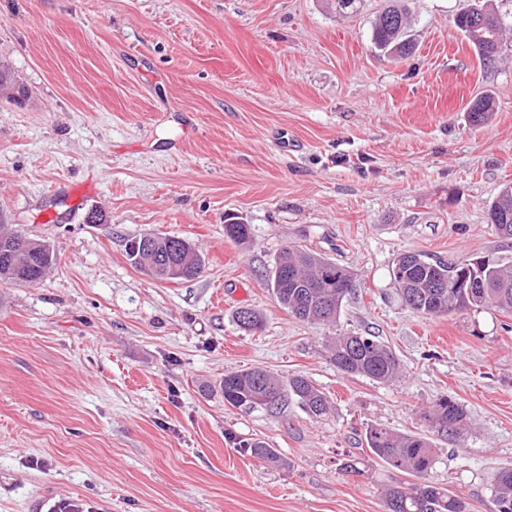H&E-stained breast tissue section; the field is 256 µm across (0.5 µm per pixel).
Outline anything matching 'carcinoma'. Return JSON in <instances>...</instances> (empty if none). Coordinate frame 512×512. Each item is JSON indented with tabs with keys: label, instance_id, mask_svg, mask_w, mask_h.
Returning <instances> with one entry per match:
<instances>
[{
	"label": "carcinoma",
	"instance_id": "obj_1",
	"mask_svg": "<svg viewBox=\"0 0 512 512\" xmlns=\"http://www.w3.org/2000/svg\"><path fill=\"white\" fill-rule=\"evenodd\" d=\"M360 0H327L330 9L340 16L358 10ZM456 28L477 51L480 60L492 64L506 26L502 18L482 0H475L455 19ZM372 40L385 54L406 57L414 52L408 34V13L403 0H389L376 17ZM492 110L487 97L475 99L469 107L470 120L482 123ZM487 222L505 239L512 238V185L505 186L487 210ZM224 234L243 244L250 236L249 225L224 218ZM127 256L142 273L159 281L192 280L204 271V260L195 247L177 235L149 233L128 241ZM56 261L54 251L44 242L18 231H0V282L31 284L40 281ZM454 263L430 262L416 253L398 256L390 276L402 301L415 313L437 317L455 310L492 307L512 315V254H495L493 263L473 270L475 288L457 291L448 287L456 276ZM268 285L278 304L302 321L333 324L345 299L354 291L351 272L317 252L286 246L268 275ZM237 323L244 331L262 326L258 313L250 309L237 312ZM329 360L343 374L372 381L391 382L401 373L396 352L376 336H336L327 348ZM224 403L242 411L271 408L287 396H293L303 410L320 416L328 410L324 392L308 377L292 375L282 378L262 368L244 369L224 375L220 383ZM437 431L460 433L467 425L463 408L446 397L438 399L424 412ZM364 441L368 459L404 472L412 483H396L383 490L387 512H469L468 503L453 491L426 482L436 462V449L424 433H401L384 426H369ZM251 456L280 466L277 451L262 441L242 445ZM495 512H512V467L500 469L494 478Z\"/></svg>",
	"mask_w": 512,
	"mask_h": 512
}]
</instances>
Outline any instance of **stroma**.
Wrapping results in <instances>:
<instances>
[{"label":"stroma","mask_w":512,"mask_h":512,"mask_svg":"<svg viewBox=\"0 0 512 512\" xmlns=\"http://www.w3.org/2000/svg\"><path fill=\"white\" fill-rule=\"evenodd\" d=\"M416 49H374L385 0L341 18L322 0H0V63L27 94L0 97V223L48 242L32 285L0 283V512H386L406 474L365 461L364 432L424 433L437 398L470 422L435 437L429 482L493 512L512 467V315L405 308L404 252L461 261L512 253L486 210L512 183V36L484 65L453 24L467 0H406ZM490 97L472 124L470 102ZM196 124L181 148L176 123ZM90 184L84 200L72 188ZM101 215L91 224L89 213ZM250 226L240 245L225 213ZM188 238L202 277L159 282L125 245ZM351 271L335 325L281 308L265 274L282 248ZM263 318L242 331L236 313ZM375 335L389 383L347 376L326 348ZM261 367L326 394L241 411L219 383ZM261 440L283 466L239 448ZM363 460V473L342 471ZM492 493L495 512H512V467L497 472Z\"/></svg>","instance_id":"35a3bbf8"}]
</instances>
